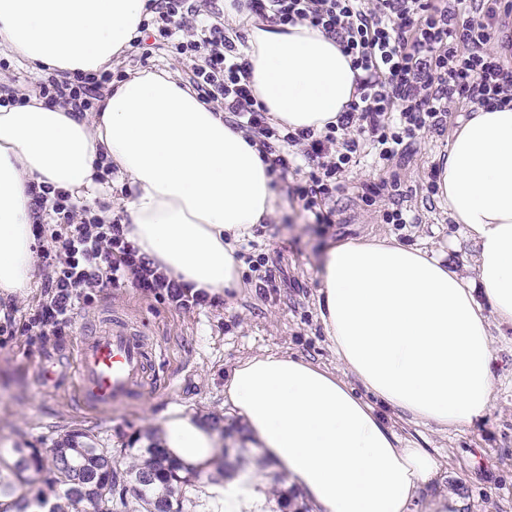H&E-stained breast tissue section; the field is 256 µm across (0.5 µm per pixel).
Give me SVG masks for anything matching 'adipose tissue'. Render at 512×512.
<instances>
[{
    "instance_id": "1",
    "label": "adipose tissue",
    "mask_w": 512,
    "mask_h": 512,
    "mask_svg": "<svg viewBox=\"0 0 512 512\" xmlns=\"http://www.w3.org/2000/svg\"><path fill=\"white\" fill-rule=\"evenodd\" d=\"M146 0H0V48L47 72L111 69L137 34ZM243 25L250 84L289 130L321 131L355 94L351 59L306 24L280 28L233 8ZM115 167L100 182L101 163ZM273 174L259 143L169 73L114 83L93 113L29 93L0 105V296L34 284L31 185L76 199L131 187L126 238L159 269L209 296L245 289L237 245L274 212ZM439 196L475 247L470 279L446 252L382 240L332 247L317 299L334 370L285 352L241 358L224 378V404L272 466L315 512H419L417 494L440 461L405 447L388 423L460 430L492 405L491 321L512 326V104L468 113L454 131ZM162 448L186 469L211 470L221 433L173 406ZM253 475L211 484L197 512H266Z\"/></svg>"
}]
</instances>
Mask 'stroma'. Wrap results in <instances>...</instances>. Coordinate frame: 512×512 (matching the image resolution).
<instances>
[{"instance_id": "1", "label": "stroma", "mask_w": 512, "mask_h": 512, "mask_svg": "<svg viewBox=\"0 0 512 512\" xmlns=\"http://www.w3.org/2000/svg\"><path fill=\"white\" fill-rule=\"evenodd\" d=\"M189 60L169 48H129L113 59L112 70H164L186 79ZM460 119L452 114L443 131L424 134L392 171L375 172L358 164L343 179L331 203L329 224L315 223L311 213L276 184L275 214L255 227L252 240L240 243L246 265L243 294L234 302L184 310L135 288L98 292L78 315L67 336L40 346L17 337L0 347V440L21 448H47L67 434L88 433L101 448H120L133 437L154 436L165 411L178 406L206 422H217L225 435L241 433L242 423L224 406V373L239 358L264 350L285 351L314 363L335 366V358L317 319L321 261L332 245L347 240L378 238L407 245L444 248L466 276H474L473 246L451 223L441 203L427 200V174L445 154ZM398 175V200L362 199L370 182ZM401 204L416 218L397 226L384 223L382 213ZM273 271L275 283L261 279ZM106 310L140 319L159 342L158 362L175 375L171 388L155 390L114 406L100 416L77 410L71 396V372L77 344L86 325ZM493 401L488 415L463 430L415 424L409 417L396 422L406 444L429 449L441 469L429 490L420 491L419 504L431 493L451 492L463 502L461 512H512V328L492 326ZM53 379H45L44 369Z\"/></svg>"}]
</instances>
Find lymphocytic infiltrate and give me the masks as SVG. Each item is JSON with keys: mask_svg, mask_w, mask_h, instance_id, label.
Masks as SVG:
<instances>
[{"mask_svg": "<svg viewBox=\"0 0 512 512\" xmlns=\"http://www.w3.org/2000/svg\"><path fill=\"white\" fill-rule=\"evenodd\" d=\"M218 0H148L134 44L147 39L192 59L189 83L200 99L229 112L238 129L258 139L272 171L310 166L293 193L316 223L359 156L379 168L402 157L423 134L442 130L461 104L497 109L512 103V0H245L256 16L281 25L320 29L350 57L355 97L323 132L291 131L274 123L249 84L250 62L224 32ZM109 71L51 74L36 85L40 97L64 100L84 113L112 81ZM44 273L41 299L29 313L0 309V337L58 339L73 327L96 292L132 286L175 307L215 305V298L154 267L127 240L121 217L104 221L63 190L42 186L33 197Z\"/></svg>", "mask_w": 512, "mask_h": 512, "instance_id": "1", "label": "lymphocytic infiltrate"}]
</instances>
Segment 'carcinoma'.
I'll use <instances>...</instances> for the list:
<instances>
[{
	"label": "carcinoma",
	"instance_id": "carcinoma-1",
	"mask_svg": "<svg viewBox=\"0 0 512 512\" xmlns=\"http://www.w3.org/2000/svg\"><path fill=\"white\" fill-rule=\"evenodd\" d=\"M198 477L154 441L98 448L73 432L50 448H0V512H186Z\"/></svg>",
	"mask_w": 512,
	"mask_h": 512
}]
</instances>
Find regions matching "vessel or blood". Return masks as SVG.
Here are the masks:
<instances>
[{
    "label": "vessel or blood",
    "mask_w": 512,
    "mask_h": 512,
    "mask_svg": "<svg viewBox=\"0 0 512 512\" xmlns=\"http://www.w3.org/2000/svg\"><path fill=\"white\" fill-rule=\"evenodd\" d=\"M157 354L156 343L130 318L119 313L98 317L85 329L77 349L73 387L77 405L105 415L113 406L160 387Z\"/></svg>",
    "instance_id": "vessel-or-blood-1"
}]
</instances>
